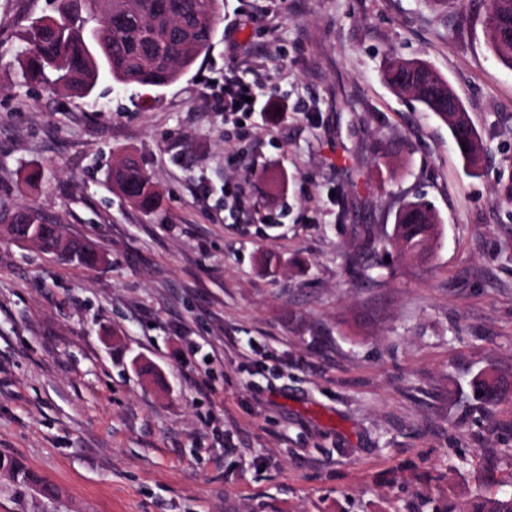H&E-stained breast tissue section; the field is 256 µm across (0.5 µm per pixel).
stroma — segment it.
<instances>
[{
	"label": "stroma",
	"instance_id": "stroma-1",
	"mask_svg": "<svg viewBox=\"0 0 512 512\" xmlns=\"http://www.w3.org/2000/svg\"><path fill=\"white\" fill-rule=\"evenodd\" d=\"M53 7L0 0V203L107 261L0 228V456L34 476L0 470V512H420L512 484V399L470 388L512 379V68L481 0H223L177 82L86 97L21 77ZM394 57L455 89L478 175L384 82ZM230 80L266 113L225 111ZM128 153L154 214L109 182ZM417 194L421 261L389 243ZM438 240V218L424 197L399 202L395 213L392 244L400 254L424 259ZM0 223L8 224V227L12 226L9 224H15L13 226L18 233L24 226L18 224H29V235L34 237L32 244L38 246L43 253L53 257L61 259V253L66 252L71 255L69 260H75L79 264L89 267H95L104 260V256L89 244L67 237L58 224H53L35 210L28 208L0 209ZM471 385L478 397L486 403L494 404L501 398L499 378L482 374L473 379Z\"/></svg>",
	"mask_w": 512,
	"mask_h": 512
}]
</instances>
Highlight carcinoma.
<instances>
[{"label": "carcinoma", "instance_id": "cac0c4a2", "mask_svg": "<svg viewBox=\"0 0 512 512\" xmlns=\"http://www.w3.org/2000/svg\"><path fill=\"white\" fill-rule=\"evenodd\" d=\"M56 14L31 21L21 34L17 57L22 78L55 91L86 96L102 74L124 87H166L189 70L213 40L221 0H58ZM486 28L494 54L512 67V0H486ZM383 79L397 93L413 88L412 97L436 116L444 98L439 84L424 63L408 70L393 59ZM448 130L461 158L479 166L485 147L475 139V128L466 120L465 130L450 124ZM113 186L146 215L160 205L161 196L146 172L131 155L110 171ZM0 223L15 229L27 224L33 244L56 258L66 252L78 263L95 267L104 256L89 244L63 234L59 225L39 212L20 208L0 209ZM438 240V218L423 197L399 202L392 244L400 254L424 259ZM471 385L478 397L494 404L501 398V381L482 374ZM431 512H512V492L491 490L460 504L445 506L429 500Z\"/></svg>", "mask_w": 512, "mask_h": 512}]
</instances>
